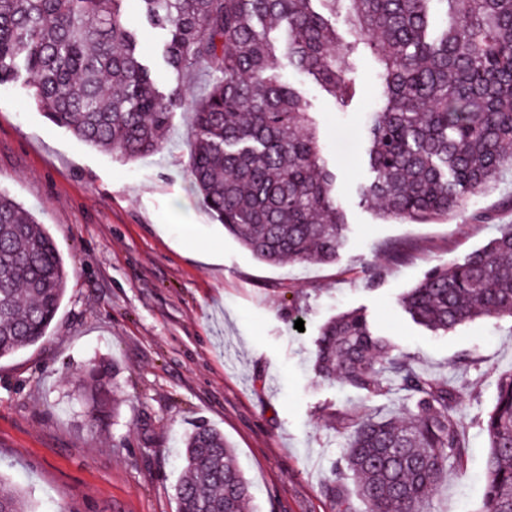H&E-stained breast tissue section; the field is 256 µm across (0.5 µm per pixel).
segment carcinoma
Here are the masks:
<instances>
[{"label": "carcinoma", "mask_w": 512, "mask_h": 512, "mask_svg": "<svg viewBox=\"0 0 512 512\" xmlns=\"http://www.w3.org/2000/svg\"><path fill=\"white\" fill-rule=\"evenodd\" d=\"M127 2L0 0V88L21 83L49 121L134 160L160 148L191 95L186 78L205 67L189 168L212 216L264 263L329 264L344 240L335 175L302 93L277 74L283 59L343 105L355 94L356 59L368 51L377 60L384 105L369 113L373 179L361 197L383 220L443 217L512 162V0H136L167 36L162 61L175 81L165 84L143 55ZM342 7L347 41L332 23ZM275 30L286 34L279 46ZM67 281L44 225L0 191V359L47 336ZM402 304L432 332L512 317V225L429 272ZM392 351L357 311L320 328L321 380L378 395L391 390L390 372L414 399L406 417H347L339 476L325 490L338 512H353L345 475L365 512H425L442 478L463 467L458 389ZM82 392L98 420L112 397L106 365L92 368ZM482 425L484 512H512V372L498 379ZM183 445L177 512H241L251 491L224 434L201 424ZM0 512H33L2 477Z\"/></svg>", "instance_id": "cac0c4a2"}]
</instances>
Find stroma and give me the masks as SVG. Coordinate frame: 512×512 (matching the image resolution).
<instances>
[{
  "label": "stroma",
  "mask_w": 512,
  "mask_h": 512,
  "mask_svg": "<svg viewBox=\"0 0 512 512\" xmlns=\"http://www.w3.org/2000/svg\"><path fill=\"white\" fill-rule=\"evenodd\" d=\"M304 95L346 215L334 264L260 262L203 205L189 170L190 109L162 147L137 161L95 149L0 91V190L45 224L68 271L48 335L0 359V476L34 512H176L182 438L223 432L250 484L246 512H334L324 493L347 443L338 417L412 409L400 384L369 395L315 373L331 317L358 311L414 369L460 388L465 461L431 512H480L498 376L512 370V318L443 334L412 321L403 294L436 267L512 224V169L496 187L425 224L387 222L361 200L370 172L365 123L380 104L378 64L364 54L357 95L341 108L310 76L281 65ZM484 212L491 223L474 220ZM409 256L390 262V243ZM303 329H296V320ZM110 369L112 412L91 421L80 387Z\"/></svg>",
  "instance_id": "35a3bbf8"
}]
</instances>
